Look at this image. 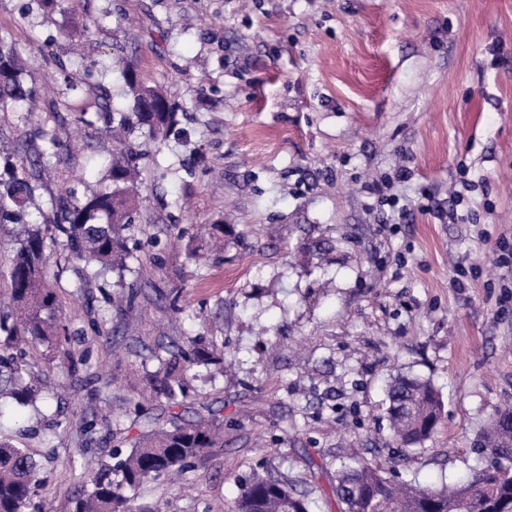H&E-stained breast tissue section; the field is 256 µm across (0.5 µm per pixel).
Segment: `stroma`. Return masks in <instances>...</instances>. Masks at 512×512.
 <instances>
[{"label": "stroma", "mask_w": 512, "mask_h": 512, "mask_svg": "<svg viewBox=\"0 0 512 512\" xmlns=\"http://www.w3.org/2000/svg\"><path fill=\"white\" fill-rule=\"evenodd\" d=\"M95 20L74 80H105L125 105L117 61L138 62L190 119L184 139L145 150L130 272L80 288L67 251L50 252L66 340L26 352L50 391L33 406L0 401V437L38 464L29 512H72L90 463L175 412L222 417L224 445L187 484L147 487L142 504L166 512H231L270 472L334 512L352 453L423 484L481 468L480 436L512 409V281L496 265L512 248V0H63L47 24L38 0H0V30L36 86L55 74L46 55L71 56L72 34ZM46 109L42 97L31 118L0 112L8 146L46 125L82 146L43 172L45 213L53 196L103 187L87 161L112 150L104 122L84 129ZM463 178L476 188L458 205ZM386 184L398 203L381 201ZM203 224L236 232L199 267ZM458 264L472 272L462 288ZM117 294L134 300L115 307ZM193 336L223 344L231 371L199 370L182 405L147 399L153 354ZM401 371L445 403L416 449L394 442L385 415ZM105 403L110 426L84 435Z\"/></svg>", "instance_id": "stroma-1"}]
</instances>
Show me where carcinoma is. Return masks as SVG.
<instances>
[{"instance_id":"carcinoma-1","label":"carcinoma","mask_w":512,"mask_h":512,"mask_svg":"<svg viewBox=\"0 0 512 512\" xmlns=\"http://www.w3.org/2000/svg\"><path fill=\"white\" fill-rule=\"evenodd\" d=\"M59 74L52 111L73 112L76 120L92 127L103 115L112 128L143 143L164 139L178 130L187 116L166 95L147 85L138 64L129 61L121 75L131 104L118 109L110 90L101 83L77 92L69 73L70 62L52 58ZM23 53L5 34L0 35V112H29L37 94L21 75ZM45 146L31 147V172H21L4 161L0 166V224H20L10 260L7 296L11 309L0 317V398L32 404L41 393L39 371L24 360L25 348L52 346L60 332L53 322L59 309L54 289L48 287L44 267L49 245L65 246L71 256L99 270L122 272L137 248L136 214L139 204L137 176L143 153L124 146L104 159L108 186L56 204L51 221H39L30 211L34 179L45 165L71 162L53 131L43 134ZM224 347L191 337L177 356L158 359L147 380L155 397L176 404L187 394V375L198 366L224 372ZM444 416V402L431 381L414 375L398 376L388 388L386 417L396 439L414 447L429 439ZM512 410L497 412L483 434L479 451L484 465L469 478L448 488L416 482H396L379 467L351 455L336 470L335 492L341 512H512ZM224 421L216 418L172 420L170 426L151 428L124 438L112 449V462L92 473L91 489L80 495L74 512H158L137 506L141 488L168 473L186 472L191 463L214 448L223 447ZM129 450H123L124 446ZM37 464L25 448L0 440V512H26L37 495ZM234 512H321L317 501L296 491L292 483L274 476H257L237 498Z\"/></svg>"}]
</instances>
